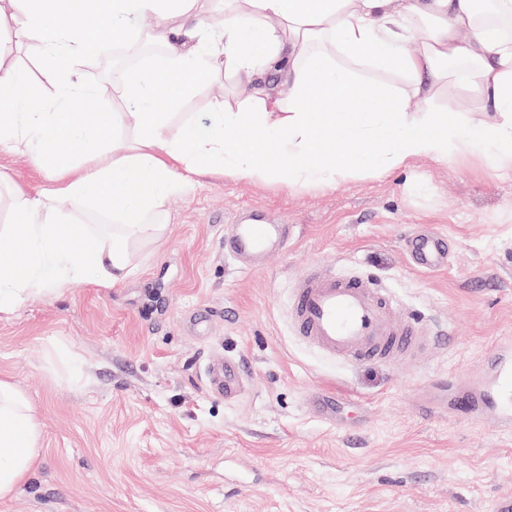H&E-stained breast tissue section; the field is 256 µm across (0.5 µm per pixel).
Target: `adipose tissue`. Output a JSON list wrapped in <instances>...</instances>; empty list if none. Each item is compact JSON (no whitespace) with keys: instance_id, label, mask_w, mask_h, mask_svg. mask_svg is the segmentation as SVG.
Returning <instances> with one entry per match:
<instances>
[{"instance_id":"ef3b65f1","label":"adipose tissue","mask_w":512,"mask_h":512,"mask_svg":"<svg viewBox=\"0 0 512 512\" xmlns=\"http://www.w3.org/2000/svg\"><path fill=\"white\" fill-rule=\"evenodd\" d=\"M82 2L0 0V27L37 42L48 75L40 81L0 53V147L30 154L50 178L38 195L9 196L0 314L77 280L118 286L165 237L167 200L202 174L284 176L291 188L325 190L475 150L512 170V0H224L216 37L204 31L212 0H106L104 10ZM147 15L160 22L154 37L166 56L125 75L120 91L132 111H106L76 65L138 36ZM263 69L278 88L258 83ZM221 71L247 98L171 135L169 111L194 76ZM444 95L459 107L436 109ZM474 112L486 115L480 125ZM65 201L85 223L68 225ZM42 443L33 404L0 381V499L29 477Z\"/></svg>"}]
</instances>
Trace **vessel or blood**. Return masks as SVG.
Returning <instances> with one entry per match:
<instances>
[{"label": "vessel or blood", "mask_w": 512, "mask_h": 512, "mask_svg": "<svg viewBox=\"0 0 512 512\" xmlns=\"http://www.w3.org/2000/svg\"><path fill=\"white\" fill-rule=\"evenodd\" d=\"M289 227L283 223L233 224L224 235V254L234 261L285 248ZM444 236L419 233L410 241L412 263L422 271L441 270L448 262ZM390 289L358 269L305 271L291 289L288 316L297 336L331 357L350 362H396L419 357L437 336L419 320L399 321ZM491 379L459 393L455 415L495 419L512 426V338L499 342L485 358ZM210 392L227 399L240 396L246 379L234 359L212 361L206 371Z\"/></svg>", "instance_id": "obj_1"}]
</instances>
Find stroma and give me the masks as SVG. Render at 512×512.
I'll return each mask as SVG.
<instances>
[{
	"label": "stroma",
	"mask_w": 512,
	"mask_h": 512,
	"mask_svg": "<svg viewBox=\"0 0 512 512\" xmlns=\"http://www.w3.org/2000/svg\"><path fill=\"white\" fill-rule=\"evenodd\" d=\"M240 94L224 76L196 85L171 131ZM0 180L27 195L49 184L7 150ZM253 213L292 234L241 271L224 230ZM163 220L166 239L118 287L76 282L0 316V380L43 423L35 472L0 512H494L512 495V428L448 412L512 337V171L473 152L326 190L208 175ZM419 224L446 235L445 269L412 266ZM311 266L366 271L452 344L403 366L308 347L286 295ZM226 356L248 367L236 402L207 389Z\"/></svg>",
	"instance_id": "1"
}]
</instances>
